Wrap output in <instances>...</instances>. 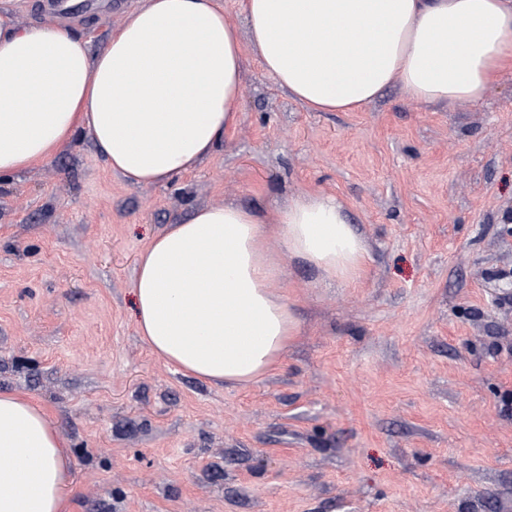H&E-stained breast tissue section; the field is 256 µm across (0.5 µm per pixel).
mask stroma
I'll return each mask as SVG.
<instances>
[{
    "label": "stroma",
    "mask_w": 512,
    "mask_h": 512,
    "mask_svg": "<svg viewBox=\"0 0 512 512\" xmlns=\"http://www.w3.org/2000/svg\"><path fill=\"white\" fill-rule=\"evenodd\" d=\"M68 21L103 46L142 0ZM345 203L357 284L284 261L300 323L246 387L157 357L135 324L141 250L194 209L236 204L281 255L300 193ZM512 75L429 108L392 86L312 112L245 48L224 145L133 187L90 135L0 179V391L49 412L74 460L70 512H512Z\"/></svg>",
    "instance_id": "35a3bbf8"
}]
</instances>
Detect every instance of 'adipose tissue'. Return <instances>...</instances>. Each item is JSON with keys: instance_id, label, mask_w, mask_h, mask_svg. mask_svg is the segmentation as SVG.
Returning a JSON list of instances; mask_svg holds the SVG:
<instances>
[{"instance_id": "ef3b65f1", "label": "adipose tissue", "mask_w": 512, "mask_h": 512, "mask_svg": "<svg viewBox=\"0 0 512 512\" xmlns=\"http://www.w3.org/2000/svg\"><path fill=\"white\" fill-rule=\"evenodd\" d=\"M263 71L314 112H352L400 86L433 106L478 102L512 73V0H244ZM243 48L219 0H145L101 50L61 26L0 14V176L89 133L112 171L155 185L195 171L237 122ZM283 251L330 282L369 252L336 197L278 214ZM264 225L228 204L196 209L141 251L136 326L183 374L247 385L300 331L275 287ZM73 460L45 407L0 393V512H67Z\"/></svg>"}]
</instances>
